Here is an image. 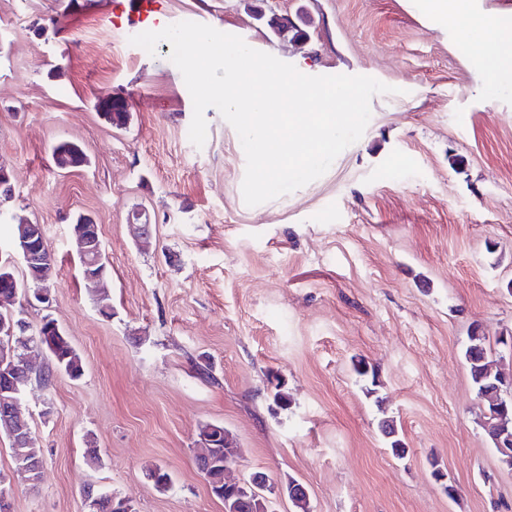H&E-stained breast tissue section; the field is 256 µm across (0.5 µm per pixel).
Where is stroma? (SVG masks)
<instances>
[{
    "mask_svg": "<svg viewBox=\"0 0 512 512\" xmlns=\"http://www.w3.org/2000/svg\"><path fill=\"white\" fill-rule=\"evenodd\" d=\"M110 7L0 0L4 208L43 225L56 260L52 307L24 315L55 319L84 366L23 394L38 486L16 477L0 434L13 512H87L91 484L136 512H224L194 461L205 423L235 437V477L297 480L312 512H512V470L481 427L463 356L473 329L512 336V77L491 80L421 0H166L137 30L206 24L303 74L394 88L373 96L364 134L324 175L250 207L235 129L207 109L194 146L169 51L130 44ZM275 14L306 39L271 37ZM115 101L122 128L104 114ZM62 140L87 165L57 169L49 151ZM138 210L152 220L146 245L128 228ZM80 214L100 228L108 317L79 274ZM201 361L214 382L197 377ZM275 377L291 399L277 412ZM385 417L404 457L379 429ZM158 468L172 478L163 491Z\"/></svg>",
    "mask_w": 512,
    "mask_h": 512,
    "instance_id": "35a3bbf8",
    "label": "stroma"
}]
</instances>
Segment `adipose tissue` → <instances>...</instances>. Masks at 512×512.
<instances>
[{"instance_id": "1", "label": "adipose tissue", "mask_w": 512, "mask_h": 512, "mask_svg": "<svg viewBox=\"0 0 512 512\" xmlns=\"http://www.w3.org/2000/svg\"><path fill=\"white\" fill-rule=\"evenodd\" d=\"M426 7L441 21L454 24L467 50L481 59L491 75L512 71V41L493 19L477 17L468 11V0H425Z\"/></svg>"}]
</instances>
